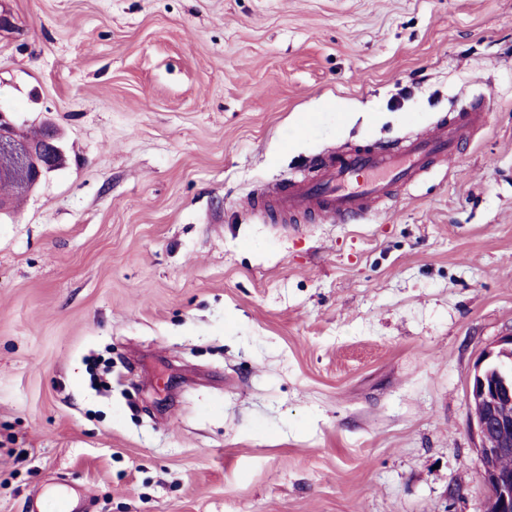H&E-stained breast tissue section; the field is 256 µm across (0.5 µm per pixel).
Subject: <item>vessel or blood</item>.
I'll return each instance as SVG.
<instances>
[{
    "mask_svg": "<svg viewBox=\"0 0 512 512\" xmlns=\"http://www.w3.org/2000/svg\"><path fill=\"white\" fill-rule=\"evenodd\" d=\"M483 122L482 111L473 109L455 123H439L409 138L401 147L328 155L317 163L313 181L297 179L286 186L265 189L249 204L262 208L271 203L284 214L314 215L336 224L365 219L392 198L397 187L413 183L431 159L454 156L463 131Z\"/></svg>",
    "mask_w": 512,
    "mask_h": 512,
    "instance_id": "vessel-or-blood-1",
    "label": "vessel or blood"
}]
</instances>
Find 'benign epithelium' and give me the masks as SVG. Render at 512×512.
<instances>
[{"mask_svg": "<svg viewBox=\"0 0 512 512\" xmlns=\"http://www.w3.org/2000/svg\"><path fill=\"white\" fill-rule=\"evenodd\" d=\"M18 119L0 108V153H17V167L25 173V189H34L54 172L57 127L48 123L46 147L34 152L18 150ZM512 368V333L486 350L475 366L469 384L470 422L479 438L480 477L489 495L485 512H512V472L499 460L512 454V383L491 375L490 365Z\"/></svg>", "mask_w": 512, "mask_h": 512, "instance_id": "benign-epithelium-1", "label": "benign epithelium"}]
</instances>
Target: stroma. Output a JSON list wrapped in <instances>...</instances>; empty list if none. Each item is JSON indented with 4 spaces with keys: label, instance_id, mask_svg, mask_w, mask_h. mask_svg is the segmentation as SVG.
I'll list each match as a JSON object with an SVG mask.
<instances>
[{
    "label": "stroma",
    "instance_id": "35a3bbf8",
    "mask_svg": "<svg viewBox=\"0 0 512 512\" xmlns=\"http://www.w3.org/2000/svg\"><path fill=\"white\" fill-rule=\"evenodd\" d=\"M357 224L245 201L471 105ZM65 166L0 219V512H484L512 332V0H0ZM493 363L512 370V333L483 353L469 384L470 422L480 441V477L489 492L485 512H511L512 472L503 469L512 470V456H505L512 454V381L491 376Z\"/></svg>",
    "mask_w": 512,
    "mask_h": 512
}]
</instances>
